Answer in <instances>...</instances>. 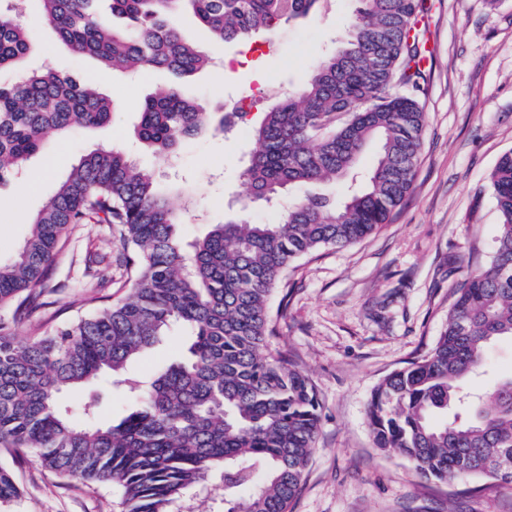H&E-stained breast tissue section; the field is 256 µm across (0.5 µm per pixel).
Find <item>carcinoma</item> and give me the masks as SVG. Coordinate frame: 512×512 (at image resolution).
<instances>
[{
    "label": "carcinoma",
    "mask_w": 512,
    "mask_h": 512,
    "mask_svg": "<svg viewBox=\"0 0 512 512\" xmlns=\"http://www.w3.org/2000/svg\"><path fill=\"white\" fill-rule=\"evenodd\" d=\"M41 21L77 58L122 73L164 69L188 77L209 57L172 23L192 12L222 42L296 21L326 0H110L126 18L117 31L100 0H41ZM336 48L264 113L243 170L253 202L276 203L295 189L280 219L246 207L202 238L178 234L190 189L161 185L114 146L82 155L31 224L23 247L0 261V307L32 323L17 338L0 323V451L72 479L118 485L126 512H193L186 492L212 483L219 512H288L315 444L317 390L296 366L263 354L273 334L269 301L288 268L322 248L357 243L386 223L410 193L425 115L414 91L423 78L416 31L422 0H356ZM29 29L0 12V184L20 174L45 141L107 123L112 100L91 82L53 69L19 68ZM402 90H396V87ZM138 137L162 168L180 146L224 132L203 103L172 84L147 98ZM378 152L362 171L359 161ZM351 181L340 200L307 191ZM501 224L488 266L456 290L448 322L425 356L374 389V444L427 479L448 485L491 480L512 488V377L473 399L472 376L489 347L512 339V152L489 177ZM77 224H109L133 270L130 291L88 317L40 331L44 288L62 238ZM172 324L184 355L134 379L128 365L156 348ZM111 378L129 412L109 424L62 408L58 395ZM0 465V500L17 497Z\"/></svg>",
    "instance_id": "obj_1"
}]
</instances>
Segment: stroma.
Segmentation results:
<instances>
[{
  "label": "stroma",
  "mask_w": 512,
  "mask_h": 512,
  "mask_svg": "<svg viewBox=\"0 0 512 512\" xmlns=\"http://www.w3.org/2000/svg\"><path fill=\"white\" fill-rule=\"evenodd\" d=\"M426 6L424 38L432 55L418 93L425 125L410 194L388 224L358 243L296 262L271 299L276 332L265 352L308 374L322 403L311 461L290 512H512V489L463 493L375 448L367 416L378 383L434 347L455 289L490 263L500 217L489 175L512 151V0H426ZM355 7V0H332L326 12L256 36L265 53L253 60L251 45L216 43L192 13H180L175 26L213 59L181 86L213 110L232 107L257 82L273 99L280 86L303 79ZM34 33L24 69L51 67L97 82L115 113L104 126L49 140L19 178L0 187L2 261L23 244L34 216L82 154L115 145L145 170L164 174L135 130L145 97L172 76L115 75L92 59L74 61L51 28ZM235 58L240 67L227 68ZM263 115L256 109L224 133H203L182 145L179 178L195 187L205 215L201 222L184 219V240L205 235L241 207L243 161ZM123 254L108 225L81 224L69 233L52 268L51 299L61 320L91 314L93 297L128 292ZM511 376L512 341L504 339L490 348L472 384L483 392ZM59 402L79 410L95 405L102 421L128 408L121 393L104 386L63 392ZM0 465L19 488L18 497L0 501V512H123L116 486L68 479L33 462L17 465L4 453Z\"/></svg>",
  "instance_id": "1"
}]
</instances>
